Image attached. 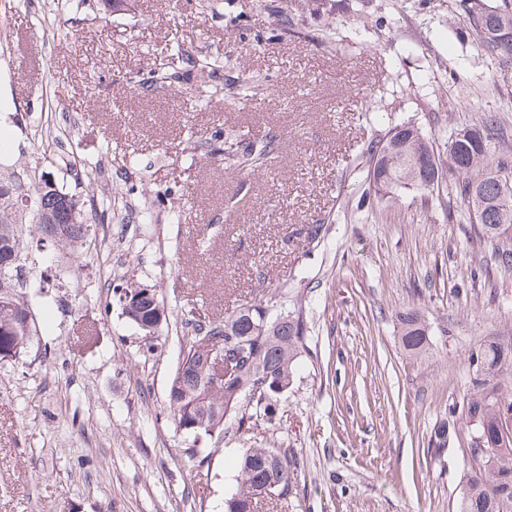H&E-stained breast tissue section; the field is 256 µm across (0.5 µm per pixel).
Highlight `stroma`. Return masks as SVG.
Wrapping results in <instances>:
<instances>
[{
  "label": "stroma",
  "instance_id": "1",
  "mask_svg": "<svg viewBox=\"0 0 512 512\" xmlns=\"http://www.w3.org/2000/svg\"><path fill=\"white\" fill-rule=\"evenodd\" d=\"M0 0V148L67 190L112 200V237L90 238L78 276L31 284L40 334L0 360V512H224L247 448L293 449L297 483L278 512H455L470 469L467 431L433 459L428 442L469 389L468 355L512 337V269L460 214L446 173L429 195L360 205V152L411 122L443 145L493 113L512 162V62L489 66L459 0H102L50 12ZM223 55L196 110L185 84L134 80L166 63ZM254 97L239 93L246 80ZM68 112L71 138L35 152L34 118ZM279 135L268 167L228 168L200 151ZM76 161L75 183L58 156ZM132 157L122 165V157ZM166 193L151 223L123 206ZM321 225L314 241L302 229ZM207 236V253L194 244ZM153 288L169 311L216 317L270 288L303 312L306 341L275 418L227 419L204 466L167 417L183 332L153 341L125 317L122 289ZM419 307L430 346L405 354L398 314Z\"/></svg>",
  "mask_w": 512,
  "mask_h": 512
}]
</instances>
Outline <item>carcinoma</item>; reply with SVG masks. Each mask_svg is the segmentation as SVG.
I'll return each instance as SVG.
<instances>
[{
  "label": "carcinoma",
  "mask_w": 512,
  "mask_h": 512,
  "mask_svg": "<svg viewBox=\"0 0 512 512\" xmlns=\"http://www.w3.org/2000/svg\"><path fill=\"white\" fill-rule=\"evenodd\" d=\"M470 27L480 36L486 54L512 62V0L488 6L483 0H462ZM174 55L191 67L195 80V106L208 104L205 89L224 69V58L201 62L191 60L182 48ZM186 81V73L168 67L154 70L137 81L149 89L157 84ZM506 137L496 117L488 114L480 124L457 129L446 142L448 168L457 175L456 198L477 225L479 239L491 246V260L512 268V235L497 232L501 224L512 225V168L499 162L490 166L491 146ZM207 151L226 161L235 170L262 166L274 158L278 139L269 133L257 148L224 147V129L215 127L206 141ZM369 188L384 196L411 191L430 193L439 187L443 171L434 141L412 123L396 124L385 137L371 141L363 152ZM112 222L111 203L96 207L79 192H67L50 173L32 166H21L0 156V360L14 357L27 348L37 327L32 307L17 289L24 287L18 272L37 276L26 268L32 250L53 249L57 261L75 269L84 260V245L95 224ZM267 297L242 299L224 319H204L191 307L181 312L183 344L173 366L168 387V418L191 439L183 449L190 460L204 464L206 457L194 449L220 439L224 422L230 416L239 425L251 419L246 399L263 405V414L273 415V398L292 383L300 348L303 347L304 321L292 312L294 323L283 326L276 335H260L256 326L269 314ZM125 316L147 339H152L169 320L164 300L154 289L126 290L121 294ZM400 342L411 355L422 354L428 345L423 314L416 307L399 314ZM223 352L235 378L213 367L214 357ZM469 392L457 415L468 434L481 433L491 444L488 453L473 456L457 512H512V436L504 432L502 416L512 411V338L491 336L469 355ZM448 446V423L434 430L428 453L438 457ZM298 460L291 448H249L241 457L240 483L225 500L224 512H263L264 497L258 492L263 480L278 484L279 498L293 493Z\"/></svg>",
  "instance_id": "cac0c4a2"
}]
</instances>
